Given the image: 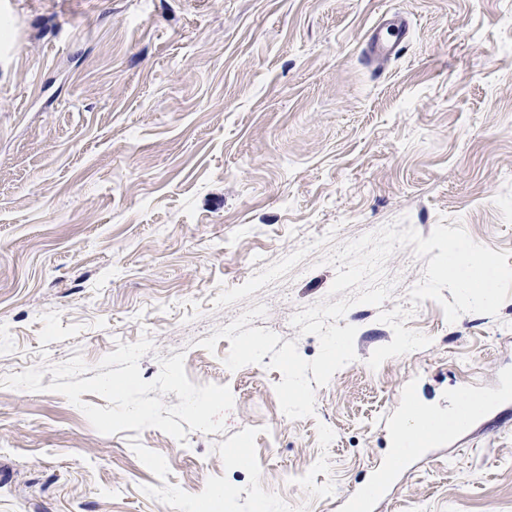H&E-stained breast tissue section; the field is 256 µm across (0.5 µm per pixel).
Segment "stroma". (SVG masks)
I'll list each match as a JSON object with an SVG mask.
<instances>
[{"label": "stroma", "mask_w": 512, "mask_h": 512, "mask_svg": "<svg viewBox=\"0 0 512 512\" xmlns=\"http://www.w3.org/2000/svg\"><path fill=\"white\" fill-rule=\"evenodd\" d=\"M395 12L409 35L377 75L362 38ZM402 218L512 252V0H0V379L145 336L143 380L180 353L234 397L223 432L179 442L99 433L49 374L0 386V512H345L415 408L438 429L369 512H512V399L448 430L463 388L512 374V295L453 323L421 302L405 326L430 345L370 368L380 311L424 278L396 249L389 298L342 319L355 361L297 420L280 371L200 345L262 304L252 327L314 359L291 319L328 296L326 256Z\"/></svg>", "instance_id": "obj_1"}]
</instances>
